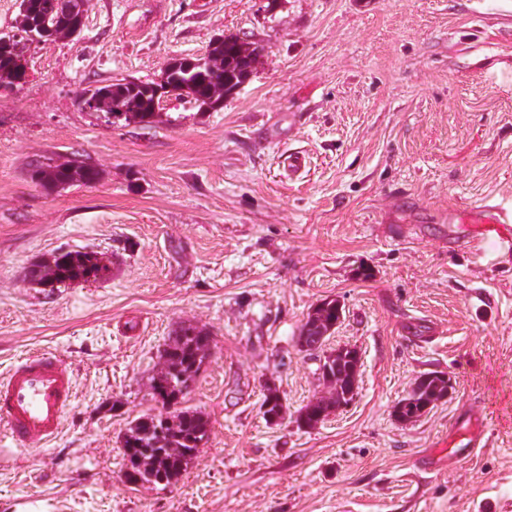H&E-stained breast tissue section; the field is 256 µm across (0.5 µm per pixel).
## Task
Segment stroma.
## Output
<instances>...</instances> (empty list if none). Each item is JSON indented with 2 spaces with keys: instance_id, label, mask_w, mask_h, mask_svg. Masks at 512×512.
<instances>
[{
  "instance_id": "1",
  "label": "stroma",
  "mask_w": 512,
  "mask_h": 512,
  "mask_svg": "<svg viewBox=\"0 0 512 512\" xmlns=\"http://www.w3.org/2000/svg\"><path fill=\"white\" fill-rule=\"evenodd\" d=\"M229 34L263 52L217 111L171 99L176 124L109 126L79 102ZM74 152L98 183L31 181ZM489 203L512 208V0H89L81 35L31 46L0 90V372L52 349L76 391L56 439L0 453V512H512V251L448 221ZM60 250L111 272L30 283ZM326 298L359 387L309 429L326 387L298 336ZM189 323L212 340L182 402L208 442L177 483L127 484L121 437L159 412L152 378ZM430 372L449 394L397 420ZM474 409L488 441L449 460Z\"/></svg>"
}]
</instances>
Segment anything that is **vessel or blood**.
<instances>
[{"label":"vessel or blood","mask_w":512,"mask_h":512,"mask_svg":"<svg viewBox=\"0 0 512 512\" xmlns=\"http://www.w3.org/2000/svg\"><path fill=\"white\" fill-rule=\"evenodd\" d=\"M471 221L480 235L512 246V213L501 205H484ZM74 400V382L59 353L19 357L0 374V440L20 447L51 441Z\"/></svg>","instance_id":"obj_1"}]
</instances>
